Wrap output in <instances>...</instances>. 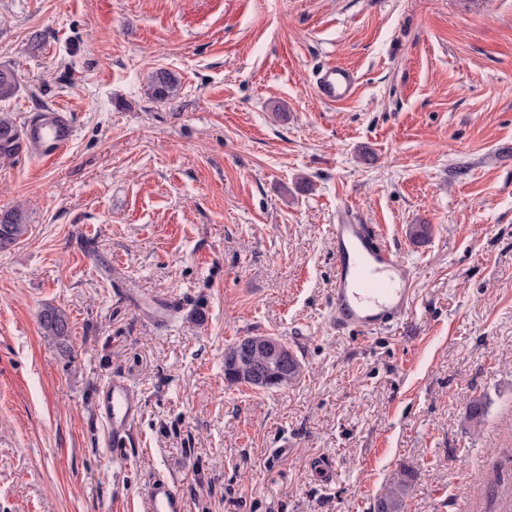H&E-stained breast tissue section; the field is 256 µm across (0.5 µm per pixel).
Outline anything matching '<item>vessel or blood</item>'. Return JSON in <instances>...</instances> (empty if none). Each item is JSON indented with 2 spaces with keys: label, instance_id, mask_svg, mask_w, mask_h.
<instances>
[{
  "label": "vessel or blood",
  "instance_id": "obj_1",
  "mask_svg": "<svg viewBox=\"0 0 512 512\" xmlns=\"http://www.w3.org/2000/svg\"><path fill=\"white\" fill-rule=\"evenodd\" d=\"M318 97L336 106L353 101L358 77L349 67L330 64L314 73ZM26 141L38 162H56L70 149L76 128L67 110L39 113L25 125ZM335 274L329 294L330 323L340 334L370 337L403 318L413 301V273L368 224L344 218L332 227ZM144 403L138 390L116 377L99 392L96 413L113 449L127 448L137 439L136 423ZM148 512H186L183 495L174 483L156 478L144 488Z\"/></svg>",
  "mask_w": 512,
  "mask_h": 512
}]
</instances>
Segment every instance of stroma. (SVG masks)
Listing matches in <instances>:
<instances>
[{"label":"stroma","instance_id":"stroma-1","mask_svg":"<svg viewBox=\"0 0 512 512\" xmlns=\"http://www.w3.org/2000/svg\"><path fill=\"white\" fill-rule=\"evenodd\" d=\"M325 63L355 102L318 98ZM0 64L18 124L60 105L77 130L54 164L0 160L29 224L0 251V512H145L156 476L187 512H373L399 477L404 512H512V0H0ZM344 210L415 279L370 342L328 324ZM255 334L296 383L226 382ZM115 375L144 399L120 452L95 412ZM20 90L17 71L10 65L0 66V102L13 99ZM314 81L318 97L326 104L345 105L355 98L358 77L347 66H321L314 73ZM180 83L178 78L166 69L152 72L149 82V94L159 102L172 101L178 95ZM45 336H48L59 348H68L71 328L67 315L60 309L45 306L38 314ZM285 345L288 349V353H277L266 359V371L268 377L272 379L268 389L288 387V385L294 383L293 381H295L301 373V363L297 355L288 347L287 343H285ZM286 363H288V378L282 376Z\"/></svg>","mask_w":512,"mask_h":512}]
</instances>
